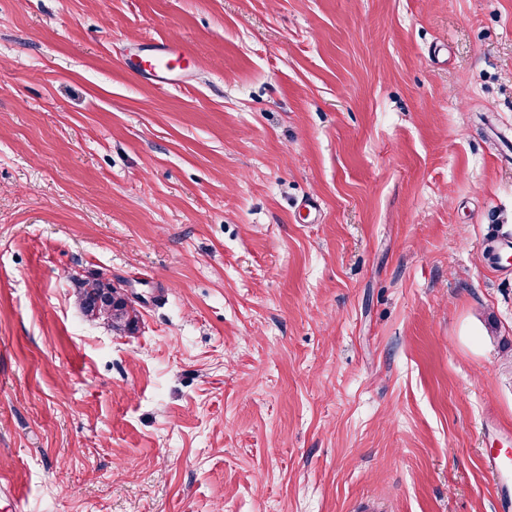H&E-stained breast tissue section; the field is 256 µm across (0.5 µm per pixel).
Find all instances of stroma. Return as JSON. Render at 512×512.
Returning <instances> with one entry per match:
<instances>
[{"mask_svg": "<svg viewBox=\"0 0 512 512\" xmlns=\"http://www.w3.org/2000/svg\"><path fill=\"white\" fill-rule=\"evenodd\" d=\"M495 224L512 0H0V512H496ZM188 52L180 44L161 41L141 60L140 69L148 75L165 78L176 69L181 68V62L187 61ZM77 302L83 314L92 321L106 320L117 331L133 332L138 323L137 309L126 293L100 276L75 279Z\"/></svg>", "mask_w": 512, "mask_h": 512, "instance_id": "stroma-1", "label": "stroma"}]
</instances>
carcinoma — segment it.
Returning <instances> with one entry per match:
<instances>
[{
  "label": "carcinoma",
  "instance_id": "cac0c4a2",
  "mask_svg": "<svg viewBox=\"0 0 512 512\" xmlns=\"http://www.w3.org/2000/svg\"><path fill=\"white\" fill-rule=\"evenodd\" d=\"M77 302L90 320H106L117 331L132 332L138 323L137 309L126 293L99 276L76 280Z\"/></svg>",
  "mask_w": 512,
  "mask_h": 512
}]
</instances>
